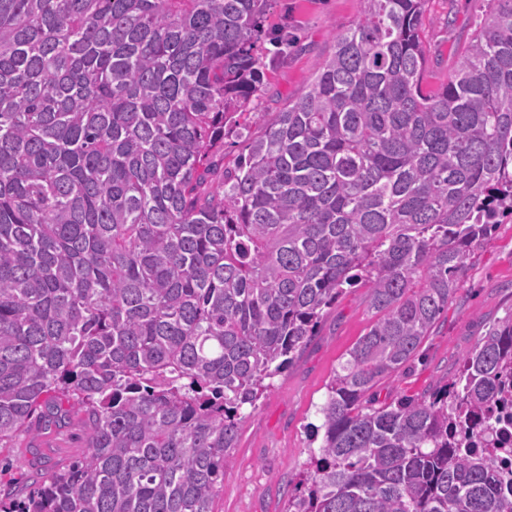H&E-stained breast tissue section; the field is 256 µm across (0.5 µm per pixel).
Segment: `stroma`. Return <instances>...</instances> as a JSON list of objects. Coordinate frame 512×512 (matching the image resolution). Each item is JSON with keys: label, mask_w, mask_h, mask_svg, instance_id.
Wrapping results in <instances>:
<instances>
[{"label": "stroma", "mask_w": 512, "mask_h": 512, "mask_svg": "<svg viewBox=\"0 0 512 512\" xmlns=\"http://www.w3.org/2000/svg\"><path fill=\"white\" fill-rule=\"evenodd\" d=\"M485 11V0H428L421 37L428 66L425 83L447 82ZM359 0H269L261 41L263 86L240 117L259 127L308 89L329 53L334 34L353 27ZM358 287L341 297L316 336L272 381L256 409H244L239 439L217 484L213 512H286L322 437L318 412L326 386L349 350L372 323ZM512 314V221L497 225L475 249L460 288L415 359L372 390L376 405L430 394L462 368L488 323ZM80 411L65 427L21 435L0 448V487H33L40 470L83 458L87 442Z\"/></svg>", "instance_id": "stroma-1"}]
</instances>
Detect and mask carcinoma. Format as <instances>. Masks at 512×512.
<instances>
[{"mask_svg":"<svg viewBox=\"0 0 512 512\" xmlns=\"http://www.w3.org/2000/svg\"><path fill=\"white\" fill-rule=\"evenodd\" d=\"M268 2L0 0V448L68 405L89 448L0 512H213L241 409L358 284L375 320L288 512H512L469 445L512 404V316L442 390L369 398L512 218V0L429 91L426 0H361L254 135Z\"/></svg>","mask_w":512,"mask_h":512,"instance_id":"cac0c4a2","label":"carcinoma"}]
</instances>
